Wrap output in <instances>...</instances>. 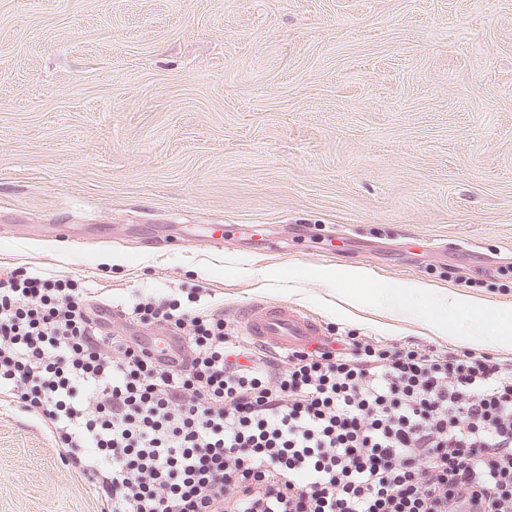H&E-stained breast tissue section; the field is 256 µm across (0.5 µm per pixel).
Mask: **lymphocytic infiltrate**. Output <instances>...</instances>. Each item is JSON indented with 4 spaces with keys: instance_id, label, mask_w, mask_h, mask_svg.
I'll list each match as a JSON object with an SVG mask.
<instances>
[{
    "instance_id": "1",
    "label": "lymphocytic infiltrate",
    "mask_w": 512,
    "mask_h": 512,
    "mask_svg": "<svg viewBox=\"0 0 512 512\" xmlns=\"http://www.w3.org/2000/svg\"><path fill=\"white\" fill-rule=\"evenodd\" d=\"M142 298L179 365L90 317L79 280L0 278V393L48 421L100 512H512V365L352 337L287 361L223 313Z\"/></svg>"
}]
</instances>
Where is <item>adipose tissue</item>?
Masks as SVG:
<instances>
[{
  "instance_id": "1",
  "label": "adipose tissue",
  "mask_w": 512,
  "mask_h": 512,
  "mask_svg": "<svg viewBox=\"0 0 512 512\" xmlns=\"http://www.w3.org/2000/svg\"><path fill=\"white\" fill-rule=\"evenodd\" d=\"M348 277L372 285L381 306L405 320L425 322L431 334L453 335L456 342L475 346L507 347L512 345V331L488 327V320L505 318V311L486 312L477 299L442 292L422 281H376L361 267L348 269Z\"/></svg>"
}]
</instances>
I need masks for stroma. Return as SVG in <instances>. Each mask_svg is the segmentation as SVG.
I'll return each instance as SVG.
<instances>
[{
	"label": "stroma",
	"mask_w": 512,
	"mask_h": 512,
	"mask_svg": "<svg viewBox=\"0 0 512 512\" xmlns=\"http://www.w3.org/2000/svg\"><path fill=\"white\" fill-rule=\"evenodd\" d=\"M510 263L512 0H0V276L453 351L323 273L512 309ZM61 453L0 395V512H99Z\"/></svg>",
	"instance_id": "1"
}]
</instances>
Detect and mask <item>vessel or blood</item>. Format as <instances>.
I'll use <instances>...</instances> for the list:
<instances>
[{
	"label": "vessel or blood",
	"mask_w": 512,
	"mask_h": 512,
	"mask_svg": "<svg viewBox=\"0 0 512 512\" xmlns=\"http://www.w3.org/2000/svg\"><path fill=\"white\" fill-rule=\"evenodd\" d=\"M239 322L254 345L280 355L311 347L323 334L319 319L285 303H253L240 312Z\"/></svg>",
	"instance_id": "obj_1"
}]
</instances>
